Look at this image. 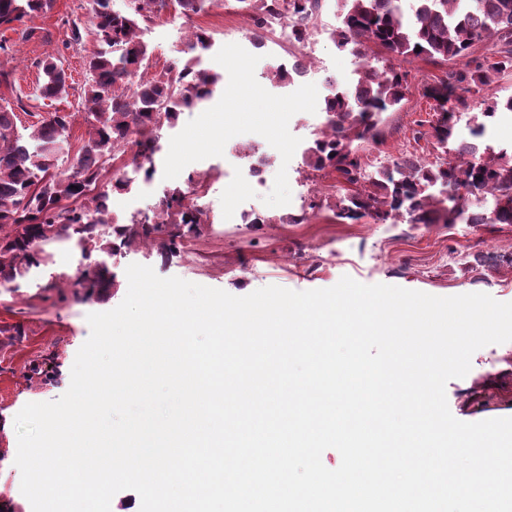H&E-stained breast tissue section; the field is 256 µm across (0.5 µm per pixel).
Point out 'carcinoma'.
Segmentation results:
<instances>
[{"label":"carcinoma","instance_id":"carcinoma-1","mask_svg":"<svg viewBox=\"0 0 512 512\" xmlns=\"http://www.w3.org/2000/svg\"><path fill=\"white\" fill-rule=\"evenodd\" d=\"M93 35L97 44L87 59L88 79L79 108L88 137L71 173L57 168L60 145L67 144L75 114L52 112L48 117L18 127L16 103H0V282L25 278L47 259L46 246L73 242L87 256H112L135 242L148 245L165 233L172 249L195 232L202 212L185 205V193L173 189L163 203L167 216H180L165 224H111L110 193L125 189L121 181L105 179L113 159L136 148L150 158L159 151L157 132L176 124L181 112L209 101L224 85L220 72L194 69L187 62L172 79L168 73L142 82L131 90L132 79L148 62L151 51L141 37V25L169 7L168 0H131L128 11H116L111 0H89ZM252 11L256 28L265 27L275 12L288 15V41L304 43L316 27L322 0H239ZM341 26L330 33L340 48L368 59L386 54L382 65L365 64L349 89L338 90L324 101L331 133L317 137L308 149L306 166L314 172L338 173L346 185L337 217L355 220L370 214L382 221L400 215L412 224H453L466 218L471 224H512V153L481 146L487 119L505 108L512 96H490L475 109L470 93L489 87L493 76L512 68V0H416L406 18L401 0H342ZM54 0H0V27L52 10ZM479 46L480 56H471ZM424 57L430 61L463 59L460 68L427 88L440 118L432 126L443 156L433 163L403 158L391 170L366 171L358 154L361 144L381 138V116L396 108L408 91L407 74L398 70L397 58ZM59 58L38 63L44 98L67 92V75L57 69ZM473 113V141L455 143V118ZM454 152V159L444 155ZM493 198L492 215L471 207ZM76 206L64 210L63 200ZM109 225L103 231L101 225ZM88 279L90 292L110 293L114 275L106 263L96 264Z\"/></svg>","mask_w":512,"mask_h":512}]
</instances>
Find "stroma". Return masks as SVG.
<instances>
[{
  "label": "stroma",
  "mask_w": 512,
  "mask_h": 512,
  "mask_svg": "<svg viewBox=\"0 0 512 512\" xmlns=\"http://www.w3.org/2000/svg\"><path fill=\"white\" fill-rule=\"evenodd\" d=\"M86 0H55L53 9L24 22L23 30L0 29V69L12 72V85L0 86V100L22 99L24 123L54 111L74 113L66 151L59 155V172H69L83 143L86 125L77 115V101L87 79L85 61L96 49ZM225 0H207L203 9L186 15L167 8L143 31L152 54L150 75L184 65L178 29L189 26L207 30L216 46L225 39ZM77 22L81 43L69 41L70 22ZM340 23L337 0H327L316 29L301 46L304 61L313 63L309 81L319 95L328 85L349 86L362 59L339 49L330 32ZM62 59L70 90L68 96L45 99L39 93L40 60ZM407 72L409 90L402 103L383 113L379 143L364 144L360 153L369 171L384 169L401 158L413 156L434 161L437 152L429 137L416 138L419 126L435 124L439 114L425 90L443 77L447 64L422 58L396 61ZM229 154L187 165L177 178L159 180L160 189L187 187L189 179L214 175L207 195H187L186 205L204 210L209 223L199 233L187 235L178 250L162 258L159 245H135L108 258L115 286L103 298L81 288L85 270L99 261V254L85 256L75 244L51 248L50 259L14 283H0V512H32L21 492V474L15 464L17 435L5 426L30 402H49L70 385L71 368L79 348L90 335L88 314L118 306L128 290L126 268L138 263L152 267L162 277L177 276L196 284L245 296L267 286L294 291L325 289L348 276L357 282L386 284L435 296L481 292L501 302H512V224H411L405 218L381 221L365 215L356 220L337 218L342 194L335 175L324 176L325 191L299 224H281L277 218L286 207H271L251 199V210L261 216L258 224H227L220 196V172L234 170ZM446 396L452 415L463 422L512 417V342L477 350L469 373L450 380Z\"/></svg>",
  "instance_id": "obj_1"
}]
</instances>
